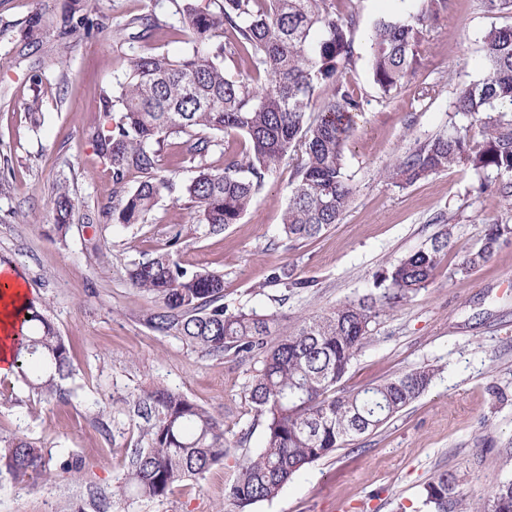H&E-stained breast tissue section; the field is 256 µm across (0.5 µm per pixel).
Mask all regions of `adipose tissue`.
Returning a JSON list of instances; mask_svg holds the SVG:
<instances>
[{"instance_id":"ef3b65f1","label":"adipose tissue","mask_w":512,"mask_h":512,"mask_svg":"<svg viewBox=\"0 0 512 512\" xmlns=\"http://www.w3.org/2000/svg\"><path fill=\"white\" fill-rule=\"evenodd\" d=\"M28 302V290L16 270L0 266V376L14 370V351L26 328L23 308Z\"/></svg>"}]
</instances>
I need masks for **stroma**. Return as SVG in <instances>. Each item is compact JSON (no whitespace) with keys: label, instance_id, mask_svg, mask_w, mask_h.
I'll list each match as a JSON object with an SVG mask.
<instances>
[{"label":"stroma","instance_id":"stroma-1","mask_svg":"<svg viewBox=\"0 0 512 512\" xmlns=\"http://www.w3.org/2000/svg\"><path fill=\"white\" fill-rule=\"evenodd\" d=\"M75 0H0V265L15 268L31 299L71 347L68 404L29 393L0 378V437L27 435L52 458L78 457L77 477L62 474L35 488L0 475V512H73L90 491L111 492L113 512H238L225 497L231 463L213 466L166 496L141 500L122 489L127 453L139 438L133 402L163 384L224 421V435L243 453L257 451L264 422L244 399L253 375L247 357L212 358L149 328L154 299L133 288L126 265L162 251L176 228L193 223L175 195L164 194L143 224L103 218L112 204V171L92 134L104 127L102 90L130 68L126 20L155 14L172 21V0H92L102 21L77 28ZM428 0H352L355 63L346 80L363 113L345 147L355 188L338 224L319 237L288 241L283 232L293 161L269 177L251 209L224 231L183 246L182 266L224 276L229 310L278 313L282 327L375 290L377 273L451 230V248L433 280L410 298L384 306L372 338L345 384H378L422 366L436 368L430 388L376 432L298 472L273 500L250 512H428L423 487L440 471L459 478L466 503L486 499L512 478V240L468 275L456 274L485 225L512 224V190L494 171L455 167L399 187L383 170L415 140L466 128L480 140L477 118L455 112L467 84L487 75L483 38L512 25V13L482 0H448L430 20L415 72L382 95L369 65V35L382 19L425 10ZM45 23L28 26L35 15ZM39 100L38 116L28 105ZM76 204L73 230H52L55 191ZM97 227L99 258L89 263L85 224ZM311 280L308 288L292 287Z\"/></svg>","mask_w":512,"mask_h":512}]
</instances>
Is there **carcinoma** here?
Listing matches in <instances>:
<instances>
[{
	"mask_svg": "<svg viewBox=\"0 0 512 512\" xmlns=\"http://www.w3.org/2000/svg\"><path fill=\"white\" fill-rule=\"evenodd\" d=\"M175 23L137 15L129 31L130 70L117 91L100 98L103 117L119 120L95 132L98 157L112 168V208L105 217L120 224H144L165 191L197 214L198 223L175 232L168 249L130 262L129 282L155 298L147 325L211 357L248 356L255 360L244 394L265 430L258 452L237 461V474L225 498L240 509L277 497L307 465L378 430L419 398L436 369L425 366L363 389L341 387L350 365L371 339L378 303L395 304L426 287L448 254L451 231L383 271L380 296H365L329 312L303 319L271 345L279 315L224 305V277L189 270L174 255L190 235L215 233L236 224L252 207L265 179L287 159H295L283 230L291 241L309 239L341 220L354 189L345 172L344 151L361 97L350 89L345 70L354 64V15L337 9L341 0H173ZM448 10V0H429L424 13L380 20L373 29L370 67L382 94L402 87L412 75L427 21ZM189 33L192 47L176 55L157 54L147 40L157 30ZM488 76L459 92L455 108L480 116L482 139L460 131L438 134L409 146L384 170L398 186L416 183L458 166L493 169L512 177V26L494 27L484 36ZM231 62L236 74L226 71ZM334 87L332 100L313 111L323 84ZM242 135L249 151L242 160L227 158L212 167L207 157L219 137ZM181 142L180 163L193 176L178 185L158 175L168 138ZM137 173L138 186L125 190ZM75 203L66 187L53 200L54 230L66 238ZM511 224H487L477 250L455 273L466 275L488 261ZM29 331L15 350L16 378L46 400L66 401L62 381L73 375L65 339L31 300L24 307ZM141 420L140 440L128 454L124 487L142 500L163 497L177 484L199 478L212 466L235 458L238 449L224 438V420L163 385L141 391L134 401ZM52 456L26 436L0 438V474L20 488H32L53 474ZM458 478L437 473L424 488L431 512H512V480L501 483L488 502L469 506L457 494ZM76 512H112V495L101 492Z\"/></svg>",
	"mask_w": 512,
	"mask_h": 512,
	"instance_id": "1",
	"label": "carcinoma"
}]
</instances>
